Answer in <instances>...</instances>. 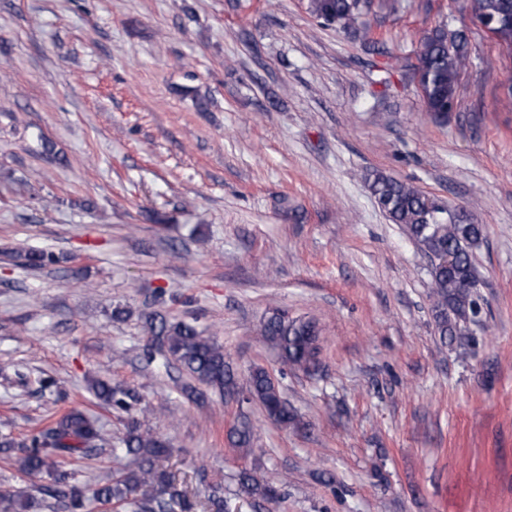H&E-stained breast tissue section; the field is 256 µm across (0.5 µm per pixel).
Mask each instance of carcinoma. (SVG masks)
Segmentation results:
<instances>
[{
    "instance_id": "cac0c4a2",
    "label": "carcinoma",
    "mask_w": 512,
    "mask_h": 512,
    "mask_svg": "<svg viewBox=\"0 0 512 512\" xmlns=\"http://www.w3.org/2000/svg\"><path fill=\"white\" fill-rule=\"evenodd\" d=\"M467 2L472 19L512 48V0ZM369 5L370 0H308V11L320 23L366 42L370 29L360 27V18ZM469 44L467 31L445 27L435 28L421 41L415 73L427 110L439 121L447 120L454 109L458 76L469 62ZM367 184L386 218L400 225L433 259L430 298L435 335L443 344L465 335L479 311L480 280L472 250L484 237V225L472 223L466 212L443 206L413 184L381 172L368 175ZM17 259L19 265L34 270L55 262L53 256L32 249L17 254ZM146 326V364L177 363L190 380L184 387L190 396L200 400L206 388L224 396L241 395L244 402L258 405L273 424L299 426L279 381L265 368H252L241 384L224 347L202 336L191 323L161 309L148 315ZM260 335L277 350L282 368L317 369L320 331L313 320L290 317L275 308L265 318ZM90 389L102 404L127 415L118 442L133 468L92 490L78 483L75 470L64 468L67 463L99 458L107 444L97 422L79 409L25 438L1 430L0 456L14 459L18 471L38 484L28 491H1L0 512H98L107 506L115 512H194L187 492L160 467L170 448L156 434L142 430L134 417L143 401L141 393L102 379L92 381ZM227 437L232 447L249 450L253 430L247 418L238 420ZM237 481L239 491L252 499L275 502L280 498L274 480L250 469L241 470ZM200 512H226L223 487H210Z\"/></svg>"
}]
</instances>
